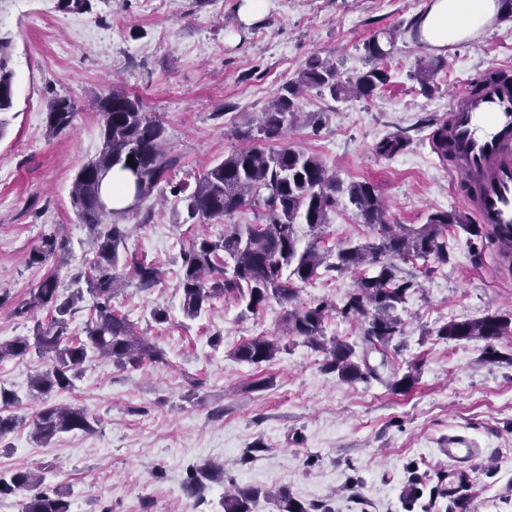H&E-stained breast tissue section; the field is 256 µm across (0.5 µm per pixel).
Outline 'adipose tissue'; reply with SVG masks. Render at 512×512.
Wrapping results in <instances>:
<instances>
[{
    "mask_svg": "<svg viewBox=\"0 0 512 512\" xmlns=\"http://www.w3.org/2000/svg\"><path fill=\"white\" fill-rule=\"evenodd\" d=\"M498 0H436L426 15L432 43L451 44L469 37L499 11Z\"/></svg>",
    "mask_w": 512,
    "mask_h": 512,
    "instance_id": "ef3b65f1",
    "label": "adipose tissue"
}]
</instances>
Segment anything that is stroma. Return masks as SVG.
<instances>
[{"label":"stroma","instance_id":"35a3bbf8","mask_svg":"<svg viewBox=\"0 0 512 512\" xmlns=\"http://www.w3.org/2000/svg\"><path fill=\"white\" fill-rule=\"evenodd\" d=\"M64 12L60 0H0V36L9 39L13 106L0 112V341L31 335L43 311L15 309L46 272L28 262L48 235L62 239L59 270L70 293L93 257L91 234L70 204L78 170L101 146L102 120L93 100L111 86L138 96L165 125L179 163L168 181L194 189L196 180L240 144L235 126L253 120L312 59L340 78L367 69V41L397 31L383 65L389 82L368 99H332L303 92L304 119L285 137L258 147L288 146L322 158L343 182L374 183L387 220L419 227L436 210L469 215L452 168L431 148L437 124L470 79L512 69V17L497 13L464 41L420 45L400 31L434 0H89ZM442 63L423 90L414 77L421 58ZM76 114L56 136L46 112L56 96ZM409 137L402 153H377L393 135ZM251 209L206 224L186 220L174 196L148 199L126 220V247L152 263L164 281L144 290L127 282L112 307L165 353L161 363L121 368L109 360L84 365L72 390L47 402L95 417L91 432H68L48 443L28 424L27 400L39 358L0 361V388L22 395L11 412L19 427L0 440V472L40 467L46 490L64 494L70 512H224L231 488L260 490L251 512H278L267 494L287 490L310 512H512V364L490 361L488 348L512 355V338L448 342L437 335L451 320L492 312L512 314V273L499 271L498 246L449 225L448 264H401L418 288L399 306L401 346L394 364L416 383L393 393L378 381L346 383L320 369L323 355L302 339L282 335L287 305L269 301L242 315L235 302L213 300L185 319L176 290L181 254L200 236L218 239L231 224L254 222ZM341 200L319 237L299 225L300 246L333 254L346 243L373 241ZM356 286L351 274L322 272L299 287L297 301L342 304ZM167 309L156 323L152 309ZM256 336L276 337L281 350L259 366L238 361L235 349ZM263 380L255 388V380ZM462 436L481 448L473 464L449 461L448 440ZM210 476L191 486L192 471ZM419 476L417 499L410 479Z\"/></svg>","mask_w":512,"mask_h":512}]
</instances>
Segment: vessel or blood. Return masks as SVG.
<instances>
[{"label": "vessel or blood", "instance_id": "vessel-or-blood-1", "mask_svg": "<svg viewBox=\"0 0 512 512\" xmlns=\"http://www.w3.org/2000/svg\"><path fill=\"white\" fill-rule=\"evenodd\" d=\"M448 109L456 181L477 222L499 246V268L511 267L512 83L486 80L480 93H459Z\"/></svg>", "mask_w": 512, "mask_h": 512}]
</instances>
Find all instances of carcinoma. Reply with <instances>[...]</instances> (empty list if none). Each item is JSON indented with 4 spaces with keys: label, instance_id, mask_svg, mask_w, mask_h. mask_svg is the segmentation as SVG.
Masks as SVG:
<instances>
[{
    "label": "carcinoma",
    "instance_id": "cac0c4a2",
    "mask_svg": "<svg viewBox=\"0 0 512 512\" xmlns=\"http://www.w3.org/2000/svg\"><path fill=\"white\" fill-rule=\"evenodd\" d=\"M8 48L9 43L0 39V112L13 105ZM366 51L372 66L345 82L336 78V68L316 59L309 61L298 72L297 79L284 86V93L261 113L257 126L238 131L237 138L253 140L257 134L266 139L279 138L284 130L295 125L294 99L303 88L322 89L335 100L348 95H373L390 80L387 70L379 65L390 51L383 49L376 37L366 43ZM440 63V59L432 57L418 66L417 78L423 88H430ZM94 108L102 117V147L78 171L71 191L75 214L94 235V258L85 277L86 288H78L64 298L57 274L45 275L31 289L27 305L16 309V314L45 311L48 323L37 324L30 336L0 341V361L33 354L43 361V368L30 383V393L35 398L70 389L76 373L98 358L133 369L146 360H164L161 349L147 342L125 316L112 309V297L126 277L135 279L141 288H154L161 283V274L154 265L136 258L120 262V248L128 237L127 225L120 220L134 209L128 205L105 211L100 200L103 181L116 167L134 177L133 200H148L160 189L178 159L165 147L163 122L144 112L137 96L114 87L96 99ZM75 114L76 106L71 99L54 98L46 115L49 133L62 132ZM447 130L445 121L431 138L433 149L444 158L448 156ZM408 145L407 137L391 136L381 141L377 150L381 155L392 156ZM130 158L134 161L132 166L127 164ZM340 195L348 197L362 223L378 227L379 232L371 242L348 243L339 248L336 262L329 264L327 255L320 253L315 244L299 247L297 225L305 224L312 232L320 229ZM183 201L188 219L195 224L230 217L244 208L252 209L259 217L257 224L232 225L217 240L199 237L182 253L176 288L184 318H198L220 297L240 304L244 315L258 313L269 300L275 299L291 305L283 335L300 337L323 353L324 371L337 374L345 382L383 380L396 392L412 387L413 373L401 375L393 370L385 379L381 370L387 369L388 350L401 335L394 311L410 291L417 289L416 281L400 276L397 261L412 258L427 262L433 258L447 263L446 232L450 224L461 226L473 236L480 234L479 225L467 223L456 212L441 210L430 213L426 223L417 228L389 224L386 208L372 183L352 182L345 186L328 171L319 156L290 147L268 152L254 146L232 150L197 179L194 190ZM64 250V242L57 237H44L31 252L29 263L44 265L58 259ZM322 267L358 274L357 288L339 308L327 302L293 304L295 283L316 278ZM86 293L93 298V305L85 336L81 338L70 335L67 316ZM334 310L359 325L363 354H357L355 346L344 340L324 336L325 321ZM437 335L448 341L483 340L492 360L512 363V357H503L493 349V342L512 336V314L494 312L477 319L451 320L439 328ZM279 351V340L256 336L239 345L234 356L241 362L261 365L272 361ZM372 352L382 355L377 366L368 362ZM19 401L15 392L0 388V439L17 428L18 417L4 414V409ZM95 424L97 420L80 408L45 406L32 423L33 437L48 442L60 433L88 432ZM42 483V474L30 471H17L8 477L0 475V495L29 489L34 494L23 512H70L69 502L56 492L50 495L40 489ZM255 497L257 493L248 489L227 494L224 512H251L249 503ZM271 498L277 501L279 512H308L283 490Z\"/></svg>",
    "mask_w": 512,
    "mask_h": 512
}]
</instances>
